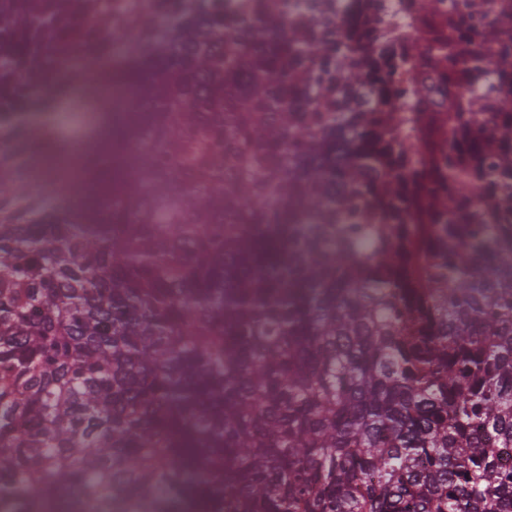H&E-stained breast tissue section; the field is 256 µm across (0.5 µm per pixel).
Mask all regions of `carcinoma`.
<instances>
[{
    "label": "carcinoma",
    "instance_id": "carcinoma-1",
    "mask_svg": "<svg viewBox=\"0 0 512 512\" xmlns=\"http://www.w3.org/2000/svg\"><path fill=\"white\" fill-rule=\"evenodd\" d=\"M331 2L148 40L99 219L0 196V512H512V0ZM116 37L0 0V104Z\"/></svg>",
    "mask_w": 512,
    "mask_h": 512
}]
</instances>
